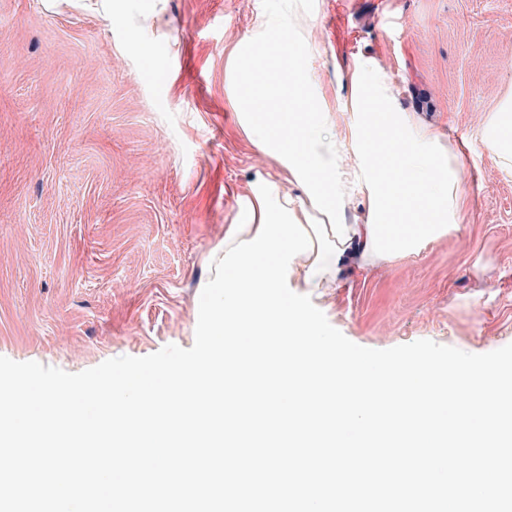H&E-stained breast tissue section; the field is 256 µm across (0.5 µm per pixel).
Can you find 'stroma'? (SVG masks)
Wrapping results in <instances>:
<instances>
[{
  "mask_svg": "<svg viewBox=\"0 0 512 512\" xmlns=\"http://www.w3.org/2000/svg\"><path fill=\"white\" fill-rule=\"evenodd\" d=\"M276 0H0V356L77 373L190 348L207 259L253 170L224 66ZM311 64L374 58L469 148L459 231L316 303L352 342L512 343V177L476 132L512 90V0H309ZM159 21H152V14Z\"/></svg>",
  "mask_w": 512,
  "mask_h": 512,
  "instance_id": "1",
  "label": "stroma"
}]
</instances>
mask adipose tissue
I'll list each match as a JSON object with an SVG mask.
<instances>
[{
  "label": "adipose tissue",
  "instance_id": "ef3b65f1",
  "mask_svg": "<svg viewBox=\"0 0 512 512\" xmlns=\"http://www.w3.org/2000/svg\"><path fill=\"white\" fill-rule=\"evenodd\" d=\"M315 17L306 0H281L258 15L226 68L234 118L251 143L287 173L299 192L279 189L281 205L307 230L312 252L294 260L290 282L302 291L338 287L341 274L368 275L385 262L419 254L462 224L463 155L416 113L373 59L336 73L352 110L338 123L309 60ZM478 141L512 176V92L477 130ZM362 219L351 216L355 203ZM261 220L254 194L237 201L225 248L252 240Z\"/></svg>",
  "mask_w": 512,
  "mask_h": 512
}]
</instances>
